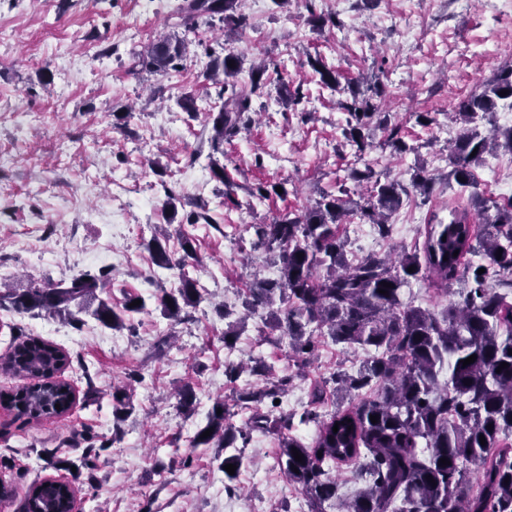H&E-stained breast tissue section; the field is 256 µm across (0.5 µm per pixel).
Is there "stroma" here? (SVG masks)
<instances>
[{
	"mask_svg": "<svg viewBox=\"0 0 512 512\" xmlns=\"http://www.w3.org/2000/svg\"><path fill=\"white\" fill-rule=\"evenodd\" d=\"M175 6L0 0V289L104 269L114 304L129 294L150 297L178 284L146 248L163 228L169 251L192 240L197 259L188 272L204 296L181 322L154 310L121 331L90 318L77 326L0 309V359L20 338L50 342L68 354L59 379L76 391L65 415L24 426L0 407V482L20 496L34 480L65 476L79 512H309L277 465L274 433L252 432L230 488L212 454L181 462L214 403L259 383L247 372L229 380L226 363L260 357L276 376H290L284 399L298 414L317 382L365 357L327 343L311 365L297 368L287 340L256 317L225 347L221 306L240 307L250 272L276 271L254 250L247 227L337 192L354 167L406 184L419 165L434 184L429 196L405 199L388 237L361 234L347 219L341 230L351 257L409 252L421 245L430 218L447 222L466 208V194L446 180L448 145L458 132L448 114L512 57V0H289L281 9L272 0H241L248 25L234 43L243 58L239 80L247 82L260 61L271 66L248 121L224 143L229 190L208 168V113L219 99L204 78L208 49L226 45L223 25L185 29ZM313 12L336 22L314 28ZM162 34L188 41L182 67L163 76L140 70L137 57ZM316 54L342 80L385 89L388 127L374 129L365 153L343 136L339 92L307 64ZM184 93L195 95L196 116L177 105ZM290 93L300 102L286 104ZM418 112L432 113L433 124H418ZM391 127L407 151L387 146ZM475 175L486 196L512 198V155L487 156ZM277 182L286 196L249 198L250 188ZM170 193L173 212L164 206ZM186 382L196 395L190 416L179 413L175 397ZM117 387L133 406L120 423L112 415ZM105 440L110 448H102ZM91 446L101 449L93 476L48 464L78 459Z\"/></svg>",
	"mask_w": 512,
	"mask_h": 512,
	"instance_id": "obj_1",
	"label": "stroma"
}]
</instances>
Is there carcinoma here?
Masks as SVG:
<instances>
[{"mask_svg":"<svg viewBox=\"0 0 512 512\" xmlns=\"http://www.w3.org/2000/svg\"><path fill=\"white\" fill-rule=\"evenodd\" d=\"M240 0H183L178 7L183 24L194 25L201 18H218L231 31L247 26L239 13ZM187 54V42L165 37L139 57L142 69L165 74L177 68ZM205 79L224 77L218 110L209 113L213 135L211 149L224 153V138L236 135L251 111V96L265 86V69L256 68L250 86L236 88L242 60L230 51L209 53ZM234 65H229V61ZM308 65L327 87L349 94L338 102L347 112L344 137L362 153L371 145L372 127H388L374 99L384 95L378 87L361 89L356 82L341 86L340 74L319 56H308ZM512 109V59L466 96L454 109L460 125L451 142L448 157L454 179L471 189L470 204L483 220L481 232L468 219V210L453 215L449 223L428 224L422 245L411 254L396 258L369 254L357 262L346 258L340 224L357 215L376 225L380 235L388 233L403 198L414 189L429 194L432 175L417 169L406 186L397 180L373 178L372 171L352 168L347 179L359 186L370 183L365 203L324 193L298 212L288 211L269 223L252 224L253 246L270 255L278 266L275 278L254 277L248 288L246 313L226 324L224 345L233 346L248 314L267 311L266 324L288 338L292 358L298 367L315 355L320 338H329L346 349L371 353L353 372L333 373L324 384H333L340 402L320 412L324 388L315 386L311 407L299 423L316 427L314 438L304 443L291 434L293 414L272 419L260 412L267 398L285 392L290 378L269 380L271 368L263 361L251 367L253 374L266 378L261 389L244 387L237 391L235 406L252 411L244 424L233 422L235 413L224 402L208 412L207 422L189 440V454L214 448L220 466L233 464L235 474L224 473L233 482L244 464L243 450L252 432L273 431L279 437L278 465L288 482L310 506L309 512H328L336 507L334 470L345 471L367 481L354 499L340 512H512V198L498 202L477 191L474 170L484 154L504 150L512 154V126L493 127L486 135L471 127L478 117L498 108ZM146 248L158 266L177 272L180 286L159 288L157 307L167 318L179 321L186 308L196 307L202 295L186 275L188 260L195 258L192 242L181 243L182 254L169 253L158 237ZM302 257H297V254ZM478 254L481 261L469 256ZM413 271H408L409 267ZM485 272L478 273L479 269ZM431 277L440 291L460 278L468 282L460 300L451 301L439 313L402 300V290L411 282ZM110 281L109 274L90 275L88 280L34 283L24 288L0 290V307L18 314H65L80 323L71 311L79 300L82 311L112 330L133 325L134 316L147 311L126 297L120 306L97 295ZM386 293H379L383 283ZM476 360L463 365L469 356ZM508 367L496 372L500 363ZM69 363L62 349L38 338L17 344L3 362V370L28 380L0 404L16 419H49L67 413L73 404L70 386L53 380ZM472 383L467 385L465 380ZM60 408H55V405ZM222 413H217V410ZM132 410L128 395L112 393V415L123 420ZM378 416L377 422L370 420ZM338 431H333L334 425ZM212 430L210 436L203 432ZM486 443L480 444L479 437ZM302 455L295 460L292 449ZM446 458L449 464H440ZM434 482H429L427 476ZM74 490L48 480L33 482L25 493V512H69Z\"/></svg>","mask_w":512,"mask_h":512,"instance_id":"carcinoma-1","label":"carcinoma"}]
</instances>
